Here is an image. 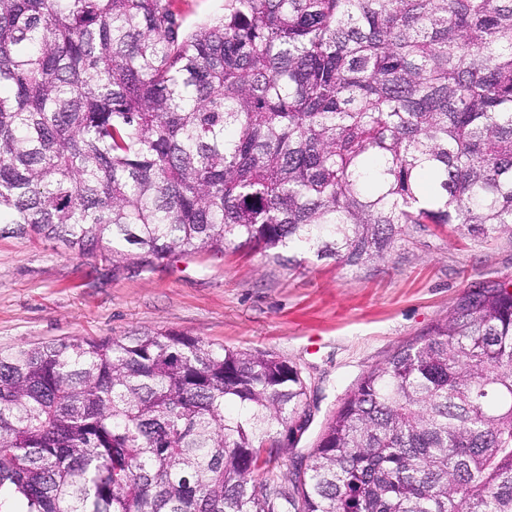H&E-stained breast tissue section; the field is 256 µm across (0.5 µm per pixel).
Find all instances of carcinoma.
Segmentation results:
<instances>
[{
    "instance_id": "1",
    "label": "carcinoma",
    "mask_w": 512,
    "mask_h": 512,
    "mask_svg": "<svg viewBox=\"0 0 512 512\" xmlns=\"http://www.w3.org/2000/svg\"><path fill=\"white\" fill-rule=\"evenodd\" d=\"M512 235V0H0V234L118 268ZM171 331L0 352V508L512 512V284L361 377ZM265 475L263 483L256 476ZM184 25L193 27L223 12L224 0H178Z\"/></svg>"
}]
</instances>
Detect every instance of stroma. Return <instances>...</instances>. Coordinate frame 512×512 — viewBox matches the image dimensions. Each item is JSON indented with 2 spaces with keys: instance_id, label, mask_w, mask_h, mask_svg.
<instances>
[{
  "instance_id": "stroma-1",
  "label": "stroma",
  "mask_w": 512,
  "mask_h": 512,
  "mask_svg": "<svg viewBox=\"0 0 512 512\" xmlns=\"http://www.w3.org/2000/svg\"><path fill=\"white\" fill-rule=\"evenodd\" d=\"M512 281V236L428 226L382 263L276 262L242 248L113 270L56 241L0 237V350L74 337L173 331L269 352L308 383L313 421L283 471L304 462L363 374L425 336L475 287Z\"/></svg>"
}]
</instances>
